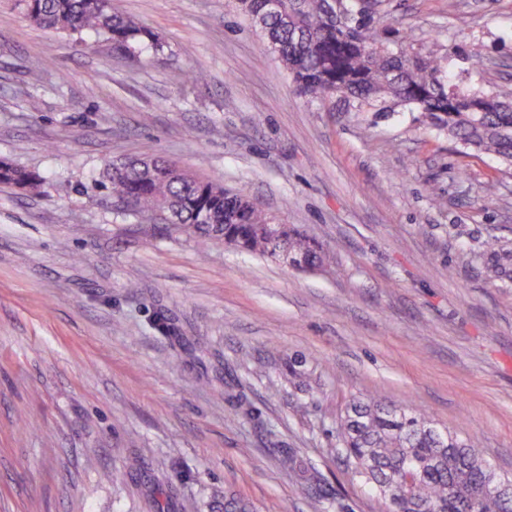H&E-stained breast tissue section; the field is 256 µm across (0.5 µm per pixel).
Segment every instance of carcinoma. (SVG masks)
<instances>
[{"label":"carcinoma","instance_id":"cac0c4a2","mask_svg":"<svg viewBox=\"0 0 512 512\" xmlns=\"http://www.w3.org/2000/svg\"><path fill=\"white\" fill-rule=\"evenodd\" d=\"M327 0H283L284 9L267 14L264 0H240V10L266 38L269 49L293 75L303 95L345 97L358 109L385 112V105L415 109L448 139L512 167V99L464 90L449 84L439 57L384 50L376 21L342 28L326 9ZM36 25L58 33H92L116 49L144 42L153 49L155 34L135 19L114 11L112 0H15ZM175 163L144 156L106 164L102 187L157 223L173 217L176 230L193 234L199 248L219 238L234 247L270 258L266 216L252 210L251 223H224V195L216 181L184 172L168 176ZM0 184L40 196L46 182L33 172L0 160ZM278 248L304 259L311 269L328 264L329 255L306 236L288 229ZM489 276L512 280V250L495 239L476 253ZM336 445L353 478L373 490L399 484L386 502L388 512H512V497L484 491L491 480L488 460L475 455L477 442H465L422 413L376 399H354L336 422ZM419 476L405 482L408 467ZM213 512H253L240 496H229Z\"/></svg>","mask_w":512,"mask_h":512}]
</instances>
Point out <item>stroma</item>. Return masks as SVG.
Instances as JSON below:
<instances>
[{
  "label": "stroma",
  "mask_w": 512,
  "mask_h": 512,
  "mask_svg": "<svg viewBox=\"0 0 512 512\" xmlns=\"http://www.w3.org/2000/svg\"><path fill=\"white\" fill-rule=\"evenodd\" d=\"M163 44L113 51L0 0V512H383L336 447L355 397L478 440L512 477V169L419 112L297 94L234 0H112ZM452 83L512 97V0H373ZM202 70L188 82L186 69ZM159 155L320 243L301 271L198 251L113 206L106 162ZM295 454L300 479L283 467ZM0 184L16 187L33 196H40L46 192V182L40 175L3 160H0ZM475 257L482 261L490 277L512 280V250L502 247L498 240L482 241Z\"/></svg>",
  "instance_id": "obj_1"
}]
</instances>
